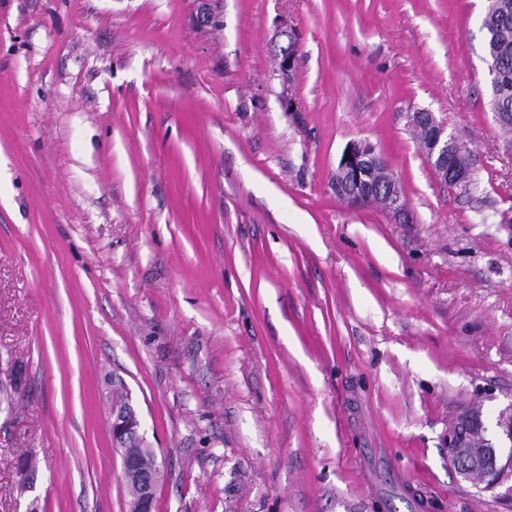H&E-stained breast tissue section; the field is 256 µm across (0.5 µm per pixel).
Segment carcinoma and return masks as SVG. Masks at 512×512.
Segmentation results:
<instances>
[{
    "label": "carcinoma",
    "mask_w": 512,
    "mask_h": 512,
    "mask_svg": "<svg viewBox=\"0 0 512 512\" xmlns=\"http://www.w3.org/2000/svg\"><path fill=\"white\" fill-rule=\"evenodd\" d=\"M485 57L494 69L490 80V109L505 113L512 128V0H488L481 22Z\"/></svg>",
    "instance_id": "cac0c4a2"
}]
</instances>
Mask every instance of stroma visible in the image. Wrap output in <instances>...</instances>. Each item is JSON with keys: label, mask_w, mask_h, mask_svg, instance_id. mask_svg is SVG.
Returning <instances> with one entry per match:
<instances>
[{"label": "stroma", "mask_w": 512, "mask_h": 512, "mask_svg": "<svg viewBox=\"0 0 512 512\" xmlns=\"http://www.w3.org/2000/svg\"><path fill=\"white\" fill-rule=\"evenodd\" d=\"M487 0H0V512H512L459 481L463 406L512 402V131ZM300 34L283 111L273 20ZM473 159L435 176L411 116ZM375 145L409 216L331 177ZM112 444L114 449L121 451L123 474L127 484L137 489V494L129 503V512H154L155 489L163 476L157 460L149 463L136 460L125 454L127 441L130 437L140 434V420L129 405L122 409L112 410ZM143 436V437H142Z\"/></svg>", "instance_id": "1"}]
</instances>
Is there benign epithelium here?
I'll return each mask as SVG.
<instances>
[{"label":"benign epithelium","instance_id":"obj_1","mask_svg":"<svg viewBox=\"0 0 512 512\" xmlns=\"http://www.w3.org/2000/svg\"><path fill=\"white\" fill-rule=\"evenodd\" d=\"M196 4L195 18L201 26H210L218 20L214 9L215 0H193ZM296 45L278 49L274 75L281 83L279 102L287 112L301 111L298 99L292 93V78L296 68ZM416 140L443 182L463 183L468 180L467 168L448 167V152L458 146V141L448 134L445 125L433 114L415 112L411 118ZM344 154L350 159H340L333 175V190L355 208H361L381 193V186L370 178L378 167L388 174L387 208L402 215L407 210L399 184L393 173L385 168L383 159L375 147L366 141H353ZM140 420L133 408L126 405L112 410V444L123 452V474L127 483L137 489L129 503V512H154L155 489L163 476L158 462L140 461L124 454L129 438L140 435ZM444 447L448 448V466L463 481L484 484L489 491L500 490L499 496L512 499V403L492 416L474 417L466 409L448 426Z\"/></svg>","mask_w":512,"mask_h":512}]
</instances>
